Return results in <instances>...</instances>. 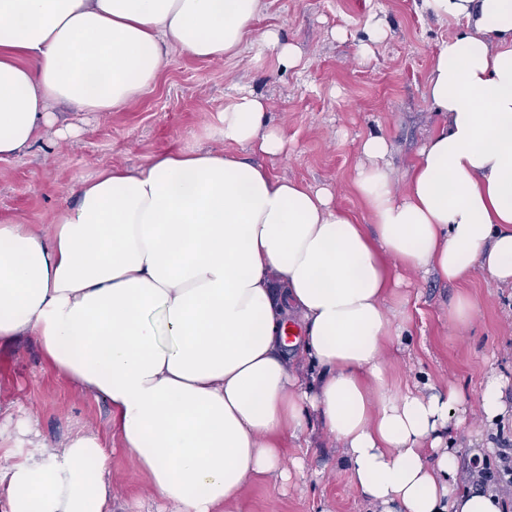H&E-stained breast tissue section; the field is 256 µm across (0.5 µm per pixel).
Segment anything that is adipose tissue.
Returning a JSON list of instances; mask_svg holds the SVG:
<instances>
[{
  "instance_id": "1",
  "label": "adipose tissue",
  "mask_w": 512,
  "mask_h": 512,
  "mask_svg": "<svg viewBox=\"0 0 512 512\" xmlns=\"http://www.w3.org/2000/svg\"><path fill=\"white\" fill-rule=\"evenodd\" d=\"M464 28L438 47L426 92L442 117L395 174L381 134L353 188L273 172L285 135L265 99L235 93L218 151L168 150L73 184L51 233L0 224V342L35 337L53 368L110 406V430L172 512H221L252 479L285 474L286 440L318 419L377 512H502L456 487V387L392 388L408 317L388 298L401 267L512 284V0H425ZM264 0H0V161L33 149L51 107L115 112L152 87L169 50L205 61H300ZM248 148L250 157L240 154ZM314 365L306 379L289 363ZM0 512H112L110 447L77 431L59 449L27 410L0 406Z\"/></svg>"
}]
</instances>
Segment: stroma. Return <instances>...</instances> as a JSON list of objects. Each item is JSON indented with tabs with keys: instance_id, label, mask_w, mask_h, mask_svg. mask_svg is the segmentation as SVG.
Masks as SVG:
<instances>
[{
	"instance_id": "35a3bbf8",
	"label": "stroma",
	"mask_w": 512,
	"mask_h": 512,
	"mask_svg": "<svg viewBox=\"0 0 512 512\" xmlns=\"http://www.w3.org/2000/svg\"><path fill=\"white\" fill-rule=\"evenodd\" d=\"M256 27L281 29L298 46L302 62L286 69L275 61L263 67L250 52L219 63L198 60L174 49L157 84L116 112H80L56 105L61 120L79 126L77 136L48 134L26 155L0 161V222L47 230L65 192L77 180L106 165L135 167L167 149L220 150L210 129L235 88L244 87L268 103L269 126L288 140V153L273 163L275 173L311 185H331L342 207L365 216L352 188L359 147L373 133L392 144V163L403 171L435 126L438 115L426 95L427 76L441 41L460 32L453 20H440L423 0H265ZM382 18L388 38L374 45L368 59L357 51L367 42L370 15ZM343 29L344 39L331 36ZM411 342L406 355L386 362L391 382L404 386L416 376L434 385L456 384L477 405L489 371L502 374L504 401L512 410V285L502 287L482 272L462 285L403 273ZM465 294L476 304L470 330L448 328V303ZM0 378L11 399L31 411L34 426L51 445L76 429L110 434L105 402L81 393L45 362L32 337L0 343ZM461 469L473 463L496 465L497 453L512 448V426L491 434L480 415L454 430ZM301 468L289 477L249 481L229 512H371L353 487L344 451L318 423L303 442L287 444ZM112 474L121 506L117 512H150L149 495L134 455L122 446L112 452Z\"/></svg>"
}]
</instances>
